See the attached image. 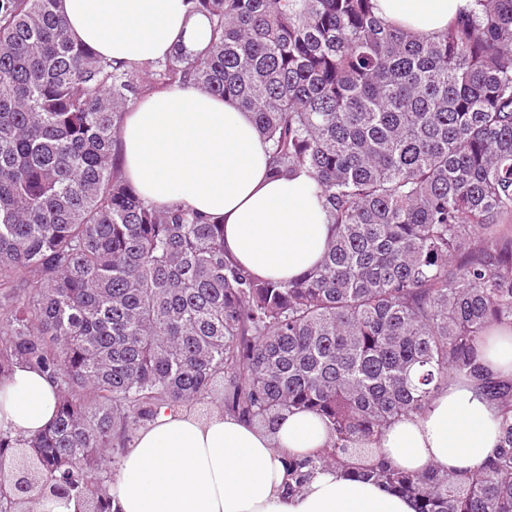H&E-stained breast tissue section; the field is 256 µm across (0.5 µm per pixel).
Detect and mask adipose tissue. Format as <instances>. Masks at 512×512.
Segmentation results:
<instances>
[{"label":"adipose tissue","instance_id":"ef3b65f1","mask_svg":"<svg viewBox=\"0 0 512 512\" xmlns=\"http://www.w3.org/2000/svg\"><path fill=\"white\" fill-rule=\"evenodd\" d=\"M382 19L432 40L476 0H376ZM71 39L127 68L176 50L208 48L211 24L189 0H60ZM122 169L140 196L181 205L224 223V250L248 273L288 280L314 266L330 233L329 213L307 170L274 176L270 145L236 101L194 87L139 98L124 116ZM478 357L494 378L512 379V325L487 329ZM57 382L15 365L0 379V425L29 438L56 418ZM501 406L481 382L455 378L419 414L391 422L376 456L392 468L482 471L499 444ZM322 420L297 411L276 433L213 411L201 418L160 409L120 458L109 512H415L411 498L332 468L287 491L289 459L327 441Z\"/></svg>","mask_w":512,"mask_h":512}]
</instances>
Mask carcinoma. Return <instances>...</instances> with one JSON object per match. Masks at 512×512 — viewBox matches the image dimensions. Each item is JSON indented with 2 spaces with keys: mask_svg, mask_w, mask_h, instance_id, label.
I'll return each mask as SVG.
<instances>
[{
  "mask_svg": "<svg viewBox=\"0 0 512 512\" xmlns=\"http://www.w3.org/2000/svg\"><path fill=\"white\" fill-rule=\"evenodd\" d=\"M58 0H0V377L58 384V416L0 429L23 478L0 512L70 495L109 512L118 455L162 408L202 404L272 431L306 410L345 468L416 512H512V382L477 343L512 323V0H477L435 40L375 0H192L211 44L144 68L73 42ZM196 86L252 114L274 172L308 170L332 233L289 281L224 254V226L146 204L121 173L138 97ZM457 376L500 402L499 446L464 479L400 471L361 444Z\"/></svg>",
  "mask_w": 512,
  "mask_h": 512,
  "instance_id": "carcinoma-1",
  "label": "carcinoma"
}]
</instances>
